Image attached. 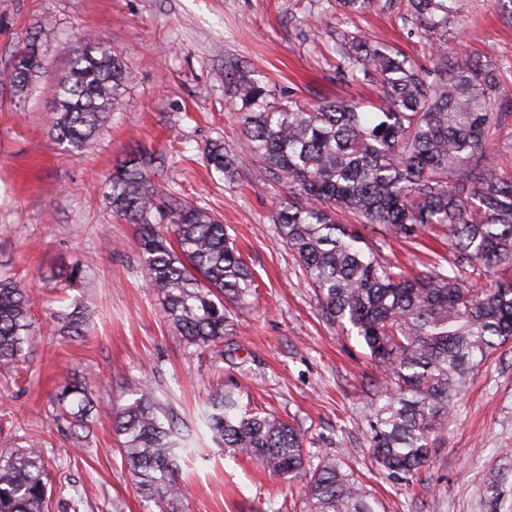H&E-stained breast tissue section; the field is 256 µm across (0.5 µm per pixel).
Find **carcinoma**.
<instances>
[{
  "mask_svg": "<svg viewBox=\"0 0 512 512\" xmlns=\"http://www.w3.org/2000/svg\"><path fill=\"white\" fill-rule=\"evenodd\" d=\"M461 0H336L349 14L378 7L418 20L432 47L418 64L348 31L336 33L340 73L378 77L380 102L365 112L353 101L314 106L278 99L248 73L224 78L241 102L243 134L235 148H205L209 166L233 177L249 159L288 186L277 212L281 237L310 280L325 321L364 342L383 370L385 388L371 406L374 457L388 477L409 481L429 466L448 429L455 400L472 371L512 341V279L474 288L439 263L415 274L380 261L363 237L336 220L342 211L384 237L448 240L459 261L490 274L512 269V178L486 151L512 119V98L495 69L467 55L448 60V25ZM41 68L30 42L13 57L11 82L27 88ZM131 71L112 49L89 44L56 86L50 131L65 150L82 153L123 97ZM163 151L119 161L108 179L112 211L138 226L151 288L183 340L211 348L233 335L230 306L254 287L224 224L207 209L168 196L169 224L155 222L160 192L152 180ZM31 290L0 277V364L22 356L36 336ZM60 332L80 334L82 320L61 317ZM131 399L108 406L121 455L142 494L157 504L183 496L181 461L191 452L154 391L128 385ZM61 409L80 426L91 408L85 382L71 374L58 392ZM212 438L234 455L292 478L305 469L300 431L279 417L244 409L231 390L200 411ZM43 449L0 453V512H48ZM379 503L340 457L311 472L309 512H378Z\"/></svg>",
  "mask_w": 512,
  "mask_h": 512,
  "instance_id": "carcinoma-1",
  "label": "carcinoma"
}]
</instances>
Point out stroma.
<instances>
[{"mask_svg":"<svg viewBox=\"0 0 512 512\" xmlns=\"http://www.w3.org/2000/svg\"><path fill=\"white\" fill-rule=\"evenodd\" d=\"M0 0V276L39 296L38 334L18 364L0 366V448L45 451L50 512H158L118 452L111 419L93 411L84 427L56 423L61 374L84 377L97 403L123 404L128 382L149 384L185 424L225 387L242 405L271 412L304 435L307 470L345 456L383 512H512V342L469 376L432 463L416 480L380 474L370 450L369 409L382 376L357 336L330 327L314 289L275 222L286 188L258 161L233 178L210 169L206 144L236 145L238 105L225 71L263 80L302 103L374 100L368 82L336 73V30H350L424 64L432 52L418 22L376 10L346 19L336 0ZM38 38L43 68L27 91L9 82L14 52ZM103 41L133 74L125 96L80 155L64 151L47 124L55 87L73 57ZM449 54L495 65L512 90V26L498 0H464L462 27L448 30ZM148 146L164 151L154 180L218 214L247 261L256 292L234 308L231 343L188 346L149 288L136 227L113 215L106 181L117 160ZM366 240L387 263L420 268L421 245ZM75 280H67L72 265ZM81 310V335L63 336L61 313ZM507 482L491 495L483 476ZM179 512H308L303 480L273 475L201 434L179 476Z\"/></svg>","mask_w":512,"mask_h":512,"instance_id":"35a3bbf8","label":"stroma"}]
</instances>
